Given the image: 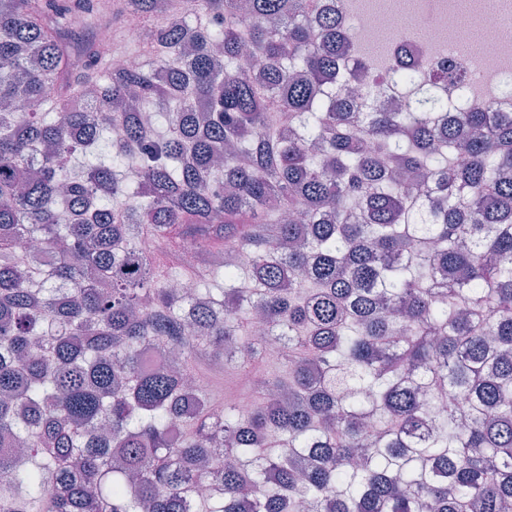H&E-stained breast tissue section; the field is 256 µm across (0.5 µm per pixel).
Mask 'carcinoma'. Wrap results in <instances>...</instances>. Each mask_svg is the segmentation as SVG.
Here are the masks:
<instances>
[{
	"instance_id": "1",
	"label": "carcinoma",
	"mask_w": 512,
	"mask_h": 512,
	"mask_svg": "<svg viewBox=\"0 0 512 512\" xmlns=\"http://www.w3.org/2000/svg\"><path fill=\"white\" fill-rule=\"evenodd\" d=\"M122 2L154 64L99 76L0 0V512H512V113L418 59L373 108L319 0ZM256 311L287 374L217 421L185 376Z\"/></svg>"
}]
</instances>
